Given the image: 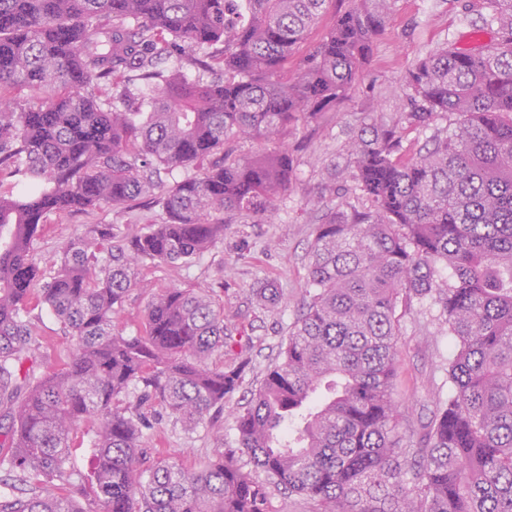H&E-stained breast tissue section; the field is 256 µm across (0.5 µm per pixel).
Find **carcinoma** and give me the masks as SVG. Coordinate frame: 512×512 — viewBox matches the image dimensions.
I'll return each instance as SVG.
<instances>
[{
    "mask_svg": "<svg viewBox=\"0 0 512 512\" xmlns=\"http://www.w3.org/2000/svg\"><path fill=\"white\" fill-rule=\"evenodd\" d=\"M326 2L0 0V471L18 484L0 512H270L269 482L312 512H512V0H484L495 42L446 45L409 70L404 122L425 132L448 121L425 153L404 157L398 122L353 132L338 174L370 207L316 225L280 359L233 410L236 451L217 449L199 470L142 467L150 416L190 431L224 410L242 374L212 362L231 336L205 291L153 295L137 336L115 316L139 267L195 260L228 218L266 216L290 189L287 147L232 159L224 143H273L361 79L395 0H352L284 76ZM187 67L210 78L189 81ZM17 88L34 100L5 97ZM136 201L160 210L147 231L119 239L93 224L53 274L35 261L49 215ZM252 296L265 309L280 301L270 281ZM34 297L73 340L40 374ZM415 303L456 341L448 400L417 438L400 431L392 396L402 312ZM131 390L136 404L122 405ZM85 422L94 460L74 484ZM88 495L83 510L76 497Z\"/></svg>",
    "mask_w": 512,
    "mask_h": 512,
    "instance_id": "1",
    "label": "carcinoma"
}]
</instances>
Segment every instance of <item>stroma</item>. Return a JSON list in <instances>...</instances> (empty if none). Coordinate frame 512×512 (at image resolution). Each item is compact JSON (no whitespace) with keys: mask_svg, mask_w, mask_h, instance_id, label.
<instances>
[{"mask_svg":"<svg viewBox=\"0 0 512 512\" xmlns=\"http://www.w3.org/2000/svg\"><path fill=\"white\" fill-rule=\"evenodd\" d=\"M483 12V0H397L362 79L346 99L315 120L283 131L281 139L294 155L295 178L271 216L234 219L223 239L191 263L142 266L138 274L142 285L129 292L118 315L119 330L127 336L142 330L153 293L171 287L208 291L223 303L224 323L235 340L224 352L215 353L213 361L243 365L241 387L229 404L245 403L277 358L299 312L307 252L324 209L367 206L350 183L332 176L348 164L352 132L373 118L399 119L406 74L427 53L448 42L475 53L489 43L491 33L482 27ZM157 218V211L139 205L105 207L87 215H52L33 244V256L48 268L90 225L108 224L114 232L127 235L145 231ZM263 280L278 286L282 294L278 307L264 309L253 301L251 290ZM30 322L34 339L48 347L45 366L66 361L71 342L54 317L35 306ZM400 345L393 396L401 429L419 433L448 395V360L454 341L430 312L415 307L401 320ZM235 438L233 420L225 414L191 432L162 418L145 431L143 451L147 461L161 457L195 469L211 459L214 449L234 450Z\"/></svg>","mask_w":512,"mask_h":512,"instance_id":"stroma-1","label":"stroma"}]
</instances>
